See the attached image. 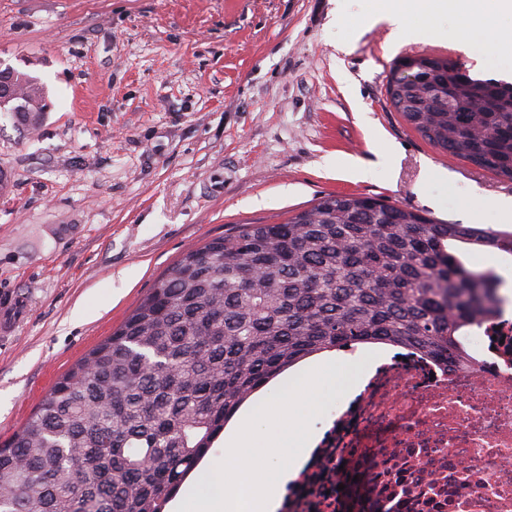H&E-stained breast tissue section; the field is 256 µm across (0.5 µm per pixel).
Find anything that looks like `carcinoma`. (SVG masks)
Segmentation results:
<instances>
[{"instance_id": "cac0c4a2", "label": "carcinoma", "mask_w": 512, "mask_h": 512, "mask_svg": "<svg viewBox=\"0 0 512 512\" xmlns=\"http://www.w3.org/2000/svg\"><path fill=\"white\" fill-rule=\"evenodd\" d=\"M387 95L431 144L512 181V83L410 55ZM26 130L41 112H13ZM455 242L512 255V232L328 195L282 224L188 249L0 445V512H164L246 396L324 349L368 340L464 368L500 278Z\"/></svg>"}]
</instances>
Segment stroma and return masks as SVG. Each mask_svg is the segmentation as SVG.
<instances>
[{
    "instance_id": "stroma-1",
    "label": "stroma",
    "mask_w": 512,
    "mask_h": 512,
    "mask_svg": "<svg viewBox=\"0 0 512 512\" xmlns=\"http://www.w3.org/2000/svg\"><path fill=\"white\" fill-rule=\"evenodd\" d=\"M363 20L349 37L344 19ZM426 54L512 81L454 17L398 31L374 0H0V70L46 92L39 129L0 112V443L190 247L280 224L328 194L512 232V182L396 112L391 63ZM371 166L362 180L351 160Z\"/></svg>"
}]
</instances>
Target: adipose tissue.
<instances>
[{"mask_svg": "<svg viewBox=\"0 0 512 512\" xmlns=\"http://www.w3.org/2000/svg\"><path fill=\"white\" fill-rule=\"evenodd\" d=\"M388 14L397 28H404L415 17L434 19L455 14L461 36L494 38L499 16L512 15V0H387Z\"/></svg>", "mask_w": 512, "mask_h": 512, "instance_id": "1", "label": "adipose tissue"}]
</instances>
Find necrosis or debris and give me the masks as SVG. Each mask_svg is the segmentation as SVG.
Masks as SVG:
<instances>
[{"label":"necrosis or debris","mask_w":512,"mask_h":512,"mask_svg":"<svg viewBox=\"0 0 512 512\" xmlns=\"http://www.w3.org/2000/svg\"><path fill=\"white\" fill-rule=\"evenodd\" d=\"M480 336L468 370L388 346L283 512H512V295Z\"/></svg>","instance_id":"obj_1"}]
</instances>
